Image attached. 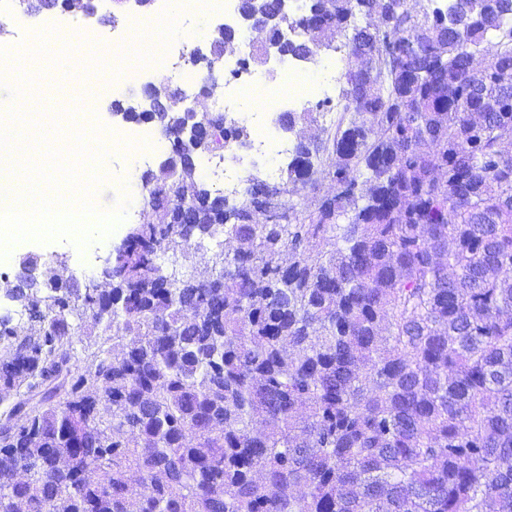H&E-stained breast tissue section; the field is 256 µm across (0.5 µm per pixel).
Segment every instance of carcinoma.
<instances>
[{
    "instance_id": "1",
    "label": "carcinoma",
    "mask_w": 512,
    "mask_h": 512,
    "mask_svg": "<svg viewBox=\"0 0 512 512\" xmlns=\"http://www.w3.org/2000/svg\"><path fill=\"white\" fill-rule=\"evenodd\" d=\"M281 2L240 0L260 22L243 61L284 36L296 61L346 49L337 123L303 135L325 100L281 113V182L253 174L232 203L194 154L249 146L247 126L178 110L164 83L158 112L120 104L177 133L176 161L143 174L155 218L112 255L110 288L70 287L61 261L17 280L33 327L0 321V386L19 392L0 512H512V0ZM325 180L336 193L305 211L286 199ZM179 245L188 271L169 272ZM74 317L128 348L76 367Z\"/></svg>"
}]
</instances>
